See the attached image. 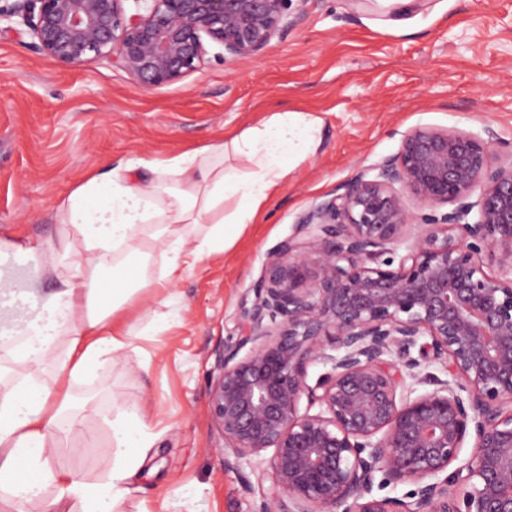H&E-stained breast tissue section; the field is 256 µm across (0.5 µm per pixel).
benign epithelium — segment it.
I'll use <instances>...</instances> for the list:
<instances>
[{"label":"benign epithelium","instance_id":"1","mask_svg":"<svg viewBox=\"0 0 512 512\" xmlns=\"http://www.w3.org/2000/svg\"><path fill=\"white\" fill-rule=\"evenodd\" d=\"M126 2L13 0L0 16L22 14L61 68L110 56L157 89L201 68L208 42L260 58L288 8ZM493 266L512 272V150L491 133L414 126L298 217L241 298L210 390L224 470L273 450L252 512H512V276ZM429 363L448 379L421 375ZM315 364L330 370L311 385ZM406 482L403 498L373 494Z\"/></svg>","mask_w":512,"mask_h":512}]
</instances>
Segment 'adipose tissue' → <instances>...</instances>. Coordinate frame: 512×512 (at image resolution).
I'll return each instance as SVG.
<instances>
[{
    "instance_id": "adipose-tissue-1",
    "label": "adipose tissue",
    "mask_w": 512,
    "mask_h": 512,
    "mask_svg": "<svg viewBox=\"0 0 512 512\" xmlns=\"http://www.w3.org/2000/svg\"><path fill=\"white\" fill-rule=\"evenodd\" d=\"M319 118L276 112L230 140L167 159L137 158L92 171L56 207L73 240L39 245L53 255L41 274L51 291L15 290L0 275V492L15 512L55 487V512L75 499L82 512H117L127 481L154 444L149 405L121 408L112 422L115 459L106 483L54 469L59 418L71 384L112 368L131 349L132 329L113 323L141 295L159 297L185 271L231 248L264 212L281 181L312 154ZM154 173L139 185L141 171ZM111 274L109 300L101 279ZM19 363L24 373L13 374ZM52 373L45 383L43 373Z\"/></svg>"
}]
</instances>
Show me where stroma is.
<instances>
[{
  "label": "stroma",
  "instance_id": "obj_1",
  "mask_svg": "<svg viewBox=\"0 0 512 512\" xmlns=\"http://www.w3.org/2000/svg\"><path fill=\"white\" fill-rule=\"evenodd\" d=\"M32 42L21 17L0 20V238L37 245L66 236L54 219L58 197L108 163L175 156L273 112L322 121L314 154L223 258L183 273L166 299L142 296L123 309L124 324H162L133 337L110 372L73 384L77 432L51 460L106 481L116 407L144 402L157 438L122 512H250L257 496L242 482L257 473L225 471L209 407L240 297L298 216L395 154L407 129H489L512 145V0H414L406 14L379 0H291L261 59L227 63L214 46L204 67L154 90L106 58L60 69Z\"/></svg>",
  "mask_w": 512,
  "mask_h": 512
}]
</instances>
